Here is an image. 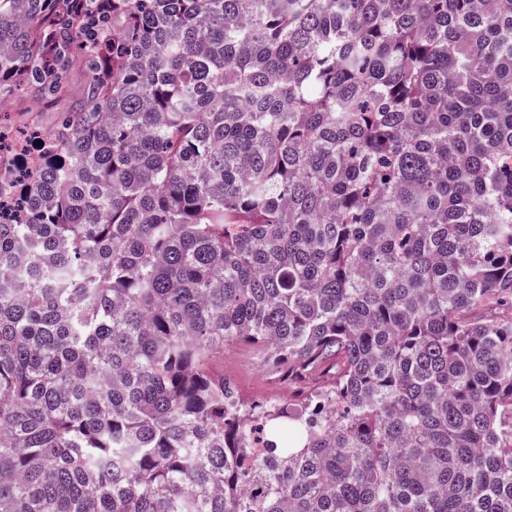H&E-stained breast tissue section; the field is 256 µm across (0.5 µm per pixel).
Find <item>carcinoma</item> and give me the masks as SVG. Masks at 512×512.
<instances>
[{
  "mask_svg": "<svg viewBox=\"0 0 512 512\" xmlns=\"http://www.w3.org/2000/svg\"><path fill=\"white\" fill-rule=\"evenodd\" d=\"M108 2L0 0V512H512V0ZM86 84V69L74 58L67 71V86L63 93L45 102L37 101L22 88L0 92V127L4 143L28 131L47 133L63 112H69L82 102ZM217 375L231 384L239 396L248 400L288 398L295 391L282 377L269 367L256 349L231 343L224 346V354H217L211 364Z\"/></svg>",
  "mask_w": 512,
  "mask_h": 512,
  "instance_id": "cac0c4a2",
  "label": "carcinoma"
}]
</instances>
